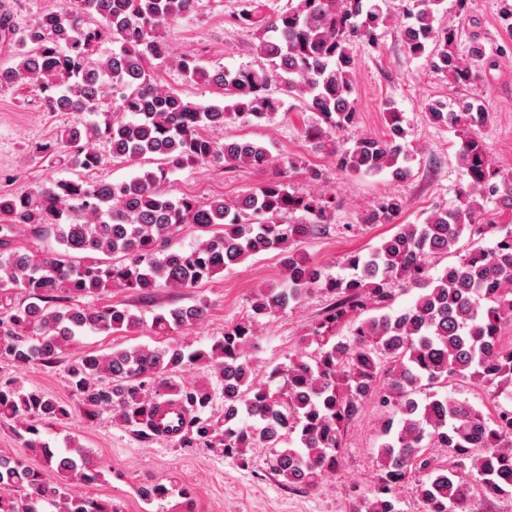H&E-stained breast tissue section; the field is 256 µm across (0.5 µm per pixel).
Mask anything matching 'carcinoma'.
<instances>
[{
    "label": "carcinoma",
    "mask_w": 512,
    "mask_h": 512,
    "mask_svg": "<svg viewBox=\"0 0 512 512\" xmlns=\"http://www.w3.org/2000/svg\"><path fill=\"white\" fill-rule=\"evenodd\" d=\"M239 21L257 40L260 65L209 69L193 54L171 55L165 27L191 14L197 0H66L27 24L0 14V41L13 63L0 66V88L23 86L48 112H86L95 119L82 128L60 129L33 153L53 163L91 172L105 154L142 166L158 162L128 181L59 179L30 192L0 193V357L16 364L52 363L91 332H129L143 325L119 304L80 300L110 291L148 296L160 286L193 288L250 257L284 255L281 282L259 290L251 314L224 328L210 348L189 345L133 347L108 354L85 353L68 368L70 387L89 416L108 411L144 438L159 430L165 406L181 412L172 438L179 448L218 450L242 458L252 449H275L271 470L289 486L310 491L336 472L345 428L365 410L386 408L379 426L378 484L362 494L352 512H400L398 491L412 485L424 512H476L477 496L512 498V341L502 328L512 323V232L491 248L475 236L484 230L482 199H497L512 214V176L491 167L482 144L468 138L459 153L462 182L458 204L438 208L420 224L398 230L368 252L347 256L345 277L331 276L296 250L331 216L335 199L302 194L288 174L298 161L282 164L279 175L233 200L200 203L173 197L161 185L169 173L208 164L263 171L273 159L254 141L220 142L209 131L239 119L269 121L280 109L274 83L297 93L324 125L306 137L330 150L342 170L354 174L387 171L398 180L411 174L412 153L394 110L383 138L361 136L351 148L339 133L355 124L357 112L351 43L369 39L389 18L388 0H295L270 15L262 0H242ZM444 0H408L401 35L409 55L454 85H469L497 66L481 44L463 57L455 33L435 26ZM109 37L115 48L101 56ZM172 64L190 84L220 90L222 101L201 104L161 85L154 68ZM438 124L482 127L488 115L474 100L458 110L428 103ZM403 209L392 195L363 216L365 224H390ZM302 212L305 220L285 223ZM204 234L189 250H174L183 226ZM55 240L45 254L16 246L21 235ZM459 260L434 268L441 257ZM417 290L414 302L394 309L395 284ZM319 288L335 297L311 332L316 355L298 356L275 368L286 390L273 392L256 379L247 348L258 317L298 303ZM71 304L60 308L58 303ZM206 302L154 315L157 335L203 324ZM203 364L222 385L224 413L206 415L210 383L178 384L173 373ZM477 381L493 388L494 413L486 416L466 400L440 389L448 381ZM69 406L31 388L0 386V420H12L27 434L29 453L0 455V512H118L111 502L78 496L69 480L91 482L99 471L83 446L66 440L51 447L38 425L66 420ZM443 448L452 463L433 452ZM172 489L157 483L140 489L148 502Z\"/></svg>",
    "instance_id": "carcinoma-1"
}]
</instances>
